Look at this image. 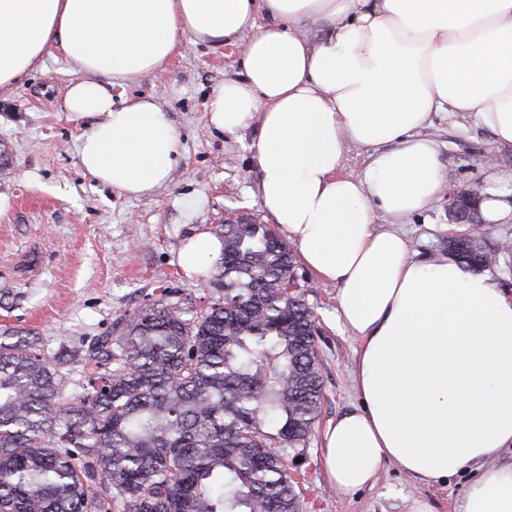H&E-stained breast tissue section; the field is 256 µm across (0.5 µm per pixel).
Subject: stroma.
Returning a JSON list of instances; mask_svg holds the SVG:
<instances>
[{
    "label": "stroma",
    "instance_id": "1",
    "mask_svg": "<svg viewBox=\"0 0 512 512\" xmlns=\"http://www.w3.org/2000/svg\"><path fill=\"white\" fill-rule=\"evenodd\" d=\"M238 67L237 47L213 53L187 44L160 70L113 88L117 106L127 97H156L180 134L171 184L146 200L102 188L81 170L76 144L87 124L60 109L74 77L60 52L21 84L0 89V192L13 197L11 212L0 218V327L24 330L39 348L55 352L103 335L116 319L153 299L157 288L181 289L198 302L200 285L189 282L177 263L185 239L240 218L269 221L249 150L256 129L230 135L207 121L209 95ZM431 133L449 184L486 182L492 169L499 187L512 189V148L497 147L489 131L463 119H439ZM490 156L496 159L491 169ZM406 229L412 249L447 252L455 230L447 202L411 217ZM294 273L316 319L323 377L313 434L299 460L288 463L300 475L304 512H409L413 498L429 501L435 512H453L465 487L463 473L435 487L409 480L388 462L374 487L344 497L329 486L322 435L329 421L359 402L352 382L359 343L337 318L335 286L318 281L300 261Z\"/></svg>",
    "mask_w": 512,
    "mask_h": 512
}]
</instances>
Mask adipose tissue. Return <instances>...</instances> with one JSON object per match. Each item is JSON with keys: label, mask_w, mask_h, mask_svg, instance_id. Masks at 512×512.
<instances>
[{"label": "adipose tissue", "mask_w": 512, "mask_h": 512, "mask_svg": "<svg viewBox=\"0 0 512 512\" xmlns=\"http://www.w3.org/2000/svg\"><path fill=\"white\" fill-rule=\"evenodd\" d=\"M187 41L239 47L242 70L209 96V123L257 128L261 206L335 285L359 342L360 403L323 433L329 484L353 494L393 461L429 485L468 474L455 512H512V461L497 459L512 453V294L412 250L404 228L447 189L435 118L512 147V0H0V88L60 50L76 66L63 107L89 123L79 166L148 198L171 181L179 134L154 98L116 108L112 88ZM352 143L371 151L358 174L344 169ZM223 247L197 232L177 263L199 282Z\"/></svg>", "instance_id": "obj_1"}]
</instances>
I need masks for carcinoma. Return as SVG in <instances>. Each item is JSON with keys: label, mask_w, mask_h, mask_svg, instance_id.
<instances>
[{"label": "carcinoma", "mask_w": 512, "mask_h": 512, "mask_svg": "<svg viewBox=\"0 0 512 512\" xmlns=\"http://www.w3.org/2000/svg\"><path fill=\"white\" fill-rule=\"evenodd\" d=\"M482 224L450 235L485 271ZM198 310L164 288L83 349L60 357L0 330V512H301L288 450L307 447L322 374L293 256L266 224H226Z\"/></svg>", "instance_id": "carcinoma-1"}]
</instances>
